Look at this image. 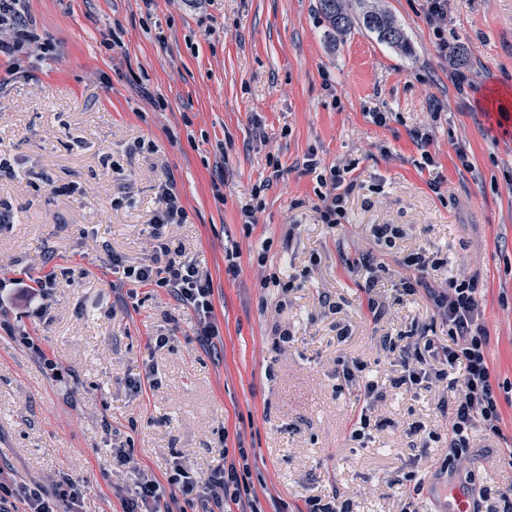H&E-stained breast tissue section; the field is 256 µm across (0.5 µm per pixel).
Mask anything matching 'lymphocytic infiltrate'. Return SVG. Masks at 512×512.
I'll return each instance as SVG.
<instances>
[{
  "mask_svg": "<svg viewBox=\"0 0 512 512\" xmlns=\"http://www.w3.org/2000/svg\"><path fill=\"white\" fill-rule=\"evenodd\" d=\"M48 49V43L42 42L35 32L23 0H0V53L16 57ZM185 217L172 181H165L160 186V207L152 222L155 243L150 262L126 265L116 257L112 269L121 272L129 282L167 290L193 313L198 336L208 339L219 333L214 321L211 276L193 260L171 249L161 234L163 227L182 223ZM404 264V294H423L435 316L447 326L448 344L430 360L423 354L419 341L400 346L402 371L395 383L423 389L445 384L451 396L439 402L440 410L450 414L444 471L449 479L468 482L472 479L468 469L471 431L479 427L492 436L502 434V414L485 354L488 336L479 280L474 275L457 274L434 285L427 278L428 270L442 266V259L418 254L406 258ZM55 278L52 271L34 285L24 278H13L10 291L0 292V308L45 313L49 307L47 284ZM459 364L465 372L457 378L452 371ZM238 456L237 462L226 464L204 480L180 467L175 468L164 485L152 474L142 473L136 497L123 499L122 512H184L185 505L193 503L199 505L200 512H264L252 485L247 449L239 448ZM12 500L23 504V512H56L53 502L44 499L35 488L0 469V512H5Z\"/></svg>",
  "mask_w": 512,
  "mask_h": 512,
  "instance_id": "f902f5d3",
  "label": "lymphocytic infiltrate"
}]
</instances>
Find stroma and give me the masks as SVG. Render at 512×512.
Returning <instances> with one entry per match:
<instances>
[{
  "instance_id": "35a3bbf8",
  "label": "stroma",
  "mask_w": 512,
  "mask_h": 512,
  "mask_svg": "<svg viewBox=\"0 0 512 512\" xmlns=\"http://www.w3.org/2000/svg\"><path fill=\"white\" fill-rule=\"evenodd\" d=\"M371 2L402 45L359 24L334 34L318 0H26L54 49L0 56L11 167L0 173V266L57 278L47 316H0V467L39 483L59 512L62 475L83 485V512H122L116 449L135 461L121 480L131 496L140 470L162 483L177 465L205 478L240 443L265 512L276 500L303 512L310 497L352 512H436L443 390L394 386L388 345L423 330L448 343L426 299L401 291V262L416 253L447 258L432 282L462 271L484 286L503 435L473 431L470 469L489 505L512 491V127L484 106L493 96L512 113V0H449L445 55L422 0ZM334 166L349 167L354 187L333 227L320 219L317 177ZM169 178L187 217L165 235L212 278L219 334L206 342L164 289L112 286L113 257L149 261ZM259 185L247 234L241 207ZM379 224L400 229L393 247L376 241ZM366 253L386 266L370 295L348 267ZM272 267L280 287L260 288ZM371 296L386 305L376 319ZM343 361L362 363L385 394L381 427L360 440Z\"/></svg>"
}]
</instances>
